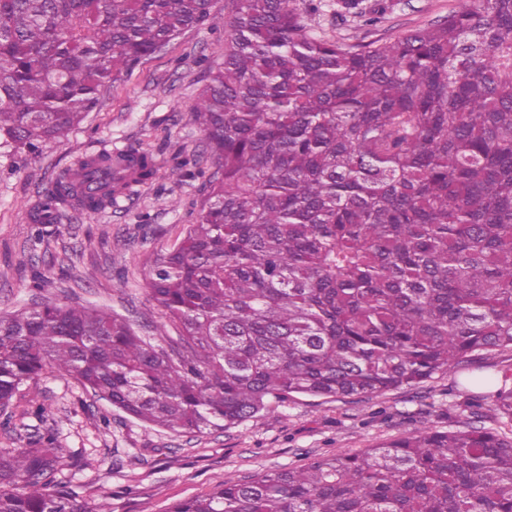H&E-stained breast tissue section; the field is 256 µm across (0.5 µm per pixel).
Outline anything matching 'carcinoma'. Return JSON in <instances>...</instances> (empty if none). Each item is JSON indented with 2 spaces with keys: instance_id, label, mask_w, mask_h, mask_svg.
<instances>
[{
  "instance_id": "obj_1",
  "label": "carcinoma",
  "mask_w": 512,
  "mask_h": 512,
  "mask_svg": "<svg viewBox=\"0 0 512 512\" xmlns=\"http://www.w3.org/2000/svg\"><path fill=\"white\" fill-rule=\"evenodd\" d=\"M212 0H0V138L63 141ZM215 170L198 221L147 264L179 332L164 348L107 312L45 303L0 315V407L45 369L148 425L203 434L296 396L371 397L512 347V0L346 43L291 0H234L224 63L193 110ZM101 153L52 181L99 212L155 178ZM498 408L512 422V388ZM52 437L0 448V512H112L52 487ZM23 484L24 491H14ZM170 512H512V436L419 432L261 471Z\"/></svg>"
}]
</instances>
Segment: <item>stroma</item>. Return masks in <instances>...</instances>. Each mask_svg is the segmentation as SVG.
<instances>
[{
    "label": "stroma",
    "instance_id": "35a3bbf8",
    "mask_svg": "<svg viewBox=\"0 0 512 512\" xmlns=\"http://www.w3.org/2000/svg\"><path fill=\"white\" fill-rule=\"evenodd\" d=\"M381 19L313 17L327 36L354 43L387 39L442 19L461 0H364ZM224 60V31L203 24L172 40L107 89L67 140L38 152L0 144V315L45 302L102 308L142 336L164 327L145 272L196 223L204 179L181 176L188 153L203 150L190 112ZM138 147L153 154L155 180L133 185L99 213L62 209L50 235L36 238L31 212L44 187L77 159ZM512 374V348L475 352L410 388L369 399L299 396L224 432L177 434L131 419L71 376L46 370L21 386L0 413V448L53 432L63 452L55 486L112 512H169L227 480L289 469L317 456L353 454L418 431H464L467 407L499 429L495 391Z\"/></svg>",
    "mask_w": 512,
    "mask_h": 512
}]
</instances>
